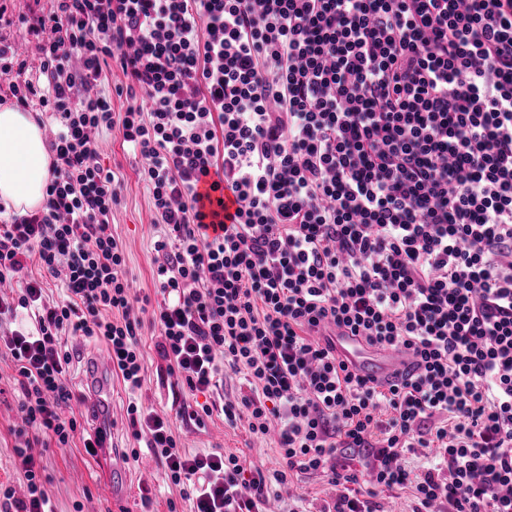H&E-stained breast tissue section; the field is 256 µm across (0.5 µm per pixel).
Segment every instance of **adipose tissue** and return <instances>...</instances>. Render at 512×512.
<instances>
[{"label": "adipose tissue", "instance_id": "ef3b65f1", "mask_svg": "<svg viewBox=\"0 0 512 512\" xmlns=\"http://www.w3.org/2000/svg\"><path fill=\"white\" fill-rule=\"evenodd\" d=\"M51 157L41 126L30 113L0 109V202L16 214L39 209L50 178Z\"/></svg>", "mask_w": 512, "mask_h": 512}]
</instances>
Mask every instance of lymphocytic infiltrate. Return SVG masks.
<instances>
[{
  "label": "lymphocytic infiltrate",
  "mask_w": 512,
  "mask_h": 512,
  "mask_svg": "<svg viewBox=\"0 0 512 512\" xmlns=\"http://www.w3.org/2000/svg\"><path fill=\"white\" fill-rule=\"evenodd\" d=\"M0 22L37 39L43 79L11 92L53 127L44 205L0 224V350L32 430L15 449L25 494L5 488L0 512H55L41 438L106 443L68 413L69 336L106 345L132 458L153 455L190 512H306L298 473L336 488L321 512H381L379 491L405 488L411 512H512V0H52L17 16L0 0ZM114 128L163 226L155 304L112 231L123 182L98 137ZM213 177L238 204L215 237L197 193ZM146 324L188 391L246 387L178 417L247 418L276 434L280 469L188 454L139 403ZM330 325L411 353L415 374L357 375Z\"/></svg>",
  "instance_id": "lymphocytic-infiltrate-1"
}]
</instances>
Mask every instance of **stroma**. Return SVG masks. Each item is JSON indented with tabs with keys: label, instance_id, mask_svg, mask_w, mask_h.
<instances>
[{
	"label": "stroma",
	"instance_id": "35a3bbf8",
	"mask_svg": "<svg viewBox=\"0 0 512 512\" xmlns=\"http://www.w3.org/2000/svg\"><path fill=\"white\" fill-rule=\"evenodd\" d=\"M100 158L105 167L119 171L124 178L121 202L114 214L112 231L125 248L129 275L140 295L155 296L156 253L153 242L158 234V217L150 194L138 176L140 161L127 154L119 130L100 136ZM155 332L142 330V350L145 359V381L140 400L145 408L174 416L180 446L189 453L215 450L234 453L268 470L277 469L279 451L274 437L258 439L251 436L246 424L231 427L221 417L206 418L203 426L176 419L180 403L195 404V396L178 389L176 379L161 374V361L154 347ZM16 367L10 356L0 352V485L21 489L15 470L14 431L21 423L18 414V392L15 384ZM107 433L110 451L97 455L86 453L81 440L69 447L49 446L41 449V481L56 512H188L189 504L181 497L178 487L168 485L163 468L150 455L138 461L122 457L128 448L126 407L128 396L120 377H113L107 397ZM117 473L123 480V497L110 498L104 478ZM152 488L150 501H143L142 488Z\"/></svg>",
	"mask_w": 512,
	"mask_h": 512
}]
</instances>
